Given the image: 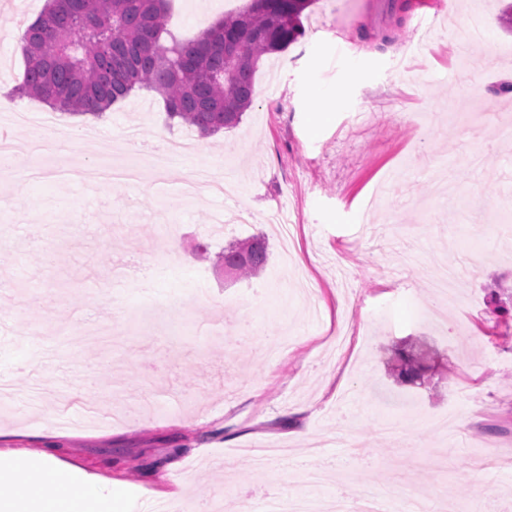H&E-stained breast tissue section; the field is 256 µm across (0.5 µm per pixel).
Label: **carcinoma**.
Wrapping results in <instances>:
<instances>
[{
    "mask_svg": "<svg viewBox=\"0 0 512 512\" xmlns=\"http://www.w3.org/2000/svg\"><path fill=\"white\" fill-rule=\"evenodd\" d=\"M170 0H47L24 33L18 94L71 114L101 115L135 90L164 101L167 118L203 136L238 124L255 95L261 58L303 35L302 14L315 0H250L197 35L167 29ZM268 260L257 236L224 251L239 277ZM422 365L400 353L396 370L414 382Z\"/></svg>",
    "mask_w": 512,
    "mask_h": 512,
    "instance_id": "carcinoma-1",
    "label": "carcinoma"
}]
</instances>
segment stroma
<instances>
[{
    "instance_id": "obj_1",
    "label": "stroma",
    "mask_w": 512,
    "mask_h": 512,
    "mask_svg": "<svg viewBox=\"0 0 512 512\" xmlns=\"http://www.w3.org/2000/svg\"><path fill=\"white\" fill-rule=\"evenodd\" d=\"M246 3L172 0L169 28L189 37ZM410 3L397 27L387 0H317L303 36L260 61L241 122L193 136L165 193L57 175L129 129L143 152L157 131L181 136L156 93L68 115L74 138L50 156L28 150V125L6 126L24 149L0 171L1 449L57 447L138 512L174 487L217 512L367 494L382 512L418 498L512 512V467L471 468L512 453V316L489 305L512 289V0ZM44 6L0 0V96L16 110L44 108L12 93L18 24ZM201 165L232 170L234 196L184 198ZM282 204L299 213L291 240L265 220ZM260 233L265 268L225 272V247ZM459 259L463 305L434 327L419 317L440 300L430 281ZM409 346L442 360L419 384L388 366ZM314 443L331 470L318 485L301 479ZM262 446L283 462L258 464Z\"/></svg>"
}]
</instances>
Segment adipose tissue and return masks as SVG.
<instances>
[{
	"label": "adipose tissue",
	"instance_id": "obj_1",
	"mask_svg": "<svg viewBox=\"0 0 512 512\" xmlns=\"http://www.w3.org/2000/svg\"><path fill=\"white\" fill-rule=\"evenodd\" d=\"M0 512H128L111 482L68 472L44 451L0 459Z\"/></svg>",
	"mask_w": 512,
	"mask_h": 512
}]
</instances>
